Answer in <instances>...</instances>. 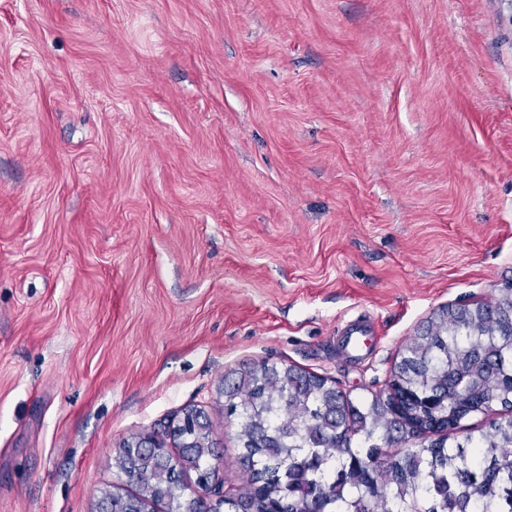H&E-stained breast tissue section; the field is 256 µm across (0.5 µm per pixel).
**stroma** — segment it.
I'll return each mask as SVG.
<instances>
[{
    "instance_id": "stroma-1",
    "label": "stroma",
    "mask_w": 512,
    "mask_h": 512,
    "mask_svg": "<svg viewBox=\"0 0 512 512\" xmlns=\"http://www.w3.org/2000/svg\"><path fill=\"white\" fill-rule=\"evenodd\" d=\"M508 282L512 0H0V512L188 407L241 482L225 378L359 400Z\"/></svg>"
}]
</instances>
